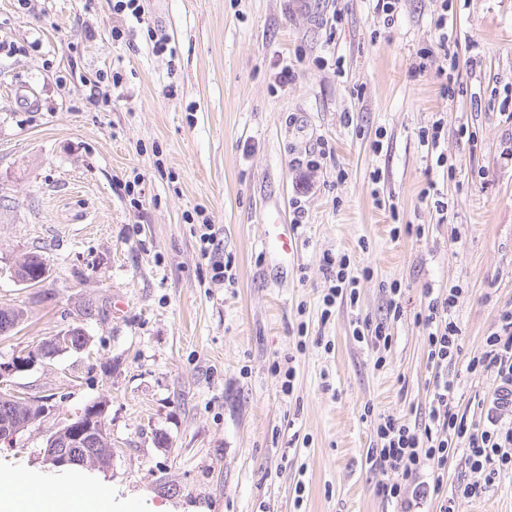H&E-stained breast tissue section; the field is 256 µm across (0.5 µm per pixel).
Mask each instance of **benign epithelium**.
Here are the masks:
<instances>
[{
  "label": "benign epithelium",
  "instance_id": "benign-epithelium-1",
  "mask_svg": "<svg viewBox=\"0 0 512 512\" xmlns=\"http://www.w3.org/2000/svg\"><path fill=\"white\" fill-rule=\"evenodd\" d=\"M77 351L74 331L57 335L46 346L16 356L8 362H0V379L30 367L39 357L56 353ZM49 412V400L15 394L12 402L0 409V442L12 443L15 436L27 428L34 418H42ZM107 420V404L93 403L75 416L68 417L51 431L46 439L44 453L56 466L84 465L101 462L99 448L111 444Z\"/></svg>",
  "mask_w": 512,
  "mask_h": 512
}]
</instances>
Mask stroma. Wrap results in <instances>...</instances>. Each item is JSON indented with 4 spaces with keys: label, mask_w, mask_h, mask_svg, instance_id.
<instances>
[{
    "label": "stroma",
    "mask_w": 512,
    "mask_h": 512,
    "mask_svg": "<svg viewBox=\"0 0 512 512\" xmlns=\"http://www.w3.org/2000/svg\"><path fill=\"white\" fill-rule=\"evenodd\" d=\"M141 4L116 41L112 0H0V305L24 312L0 362L74 327L89 338L0 383L52 406L0 443V479L99 494L112 512H401L375 493L401 474L368 452L377 415H428L424 289L462 290L453 407L475 423L492 379L466 356L512 308V0H399L390 19L376 0ZM443 10L448 50L414 73ZM447 54L450 93L436 75ZM436 121L443 167L420 141ZM298 206L290 262L259 240ZM206 220L233 282L200 254ZM397 224L422 232L396 237ZM327 253L373 277L326 319ZM31 254L48 274L28 287L12 267ZM394 280L404 315L378 369L354 330L384 318ZM100 400L110 470L46 465L48 434ZM421 479L441 490L413 512H512V471L484 484L462 448Z\"/></svg>",
    "instance_id": "stroma-1"
}]
</instances>
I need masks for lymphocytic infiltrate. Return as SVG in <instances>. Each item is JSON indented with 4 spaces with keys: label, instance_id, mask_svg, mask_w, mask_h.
<instances>
[{
    "label": "lymphocytic infiltrate",
    "instance_id": "obj_1",
    "mask_svg": "<svg viewBox=\"0 0 512 512\" xmlns=\"http://www.w3.org/2000/svg\"><path fill=\"white\" fill-rule=\"evenodd\" d=\"M323 265L330 281L323 297L328 308L344 297L357 302L360 281L373 275L368 267L351 268L346 255H324ZM459 294V289L452 288L429 298L414 316L415 324L426 333L428 361L435 371L432 400L427 420L414 427L391 414L377 418V446L370 459L380 469L402 476L398 483L378 482L375 492L384 500L403 505L408 495H429V486L420 480L422 471L444 466L449 448L458 445L464 446L471 468L485 472L487 479L512 469V309L500 313L495 330L467 362L468 373L493 379L486 421L474 425L453 411L455 383L448 376L449 367L462 353V329L452 315Z\"/></svg>",
    "mask_w": 512,
    "mask_h": 512
}]
</instances>
